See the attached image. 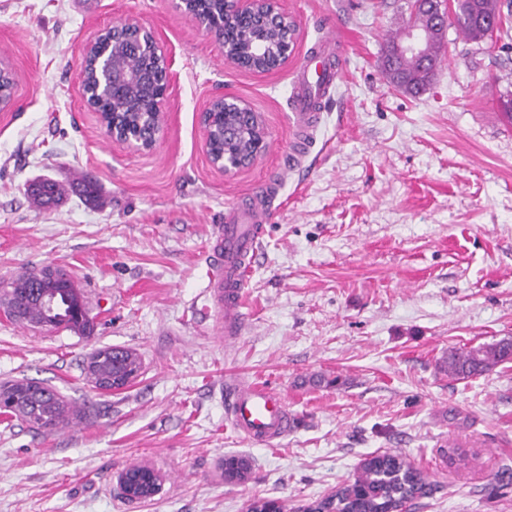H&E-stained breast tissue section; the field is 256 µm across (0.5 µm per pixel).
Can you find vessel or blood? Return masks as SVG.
<instances>
[{
	"mask_svg": "<svg viewBox=\"0 0 512 512\" xmlns=\"http://www.w3.org/2000/svg\"><path fill=\"white\" fill-rule=\"evenodd\" d=\"M337 77L335 60L322 51L316 54L314 67L303 68L294 89L298 110L294 146L288 155L289 170L301 169L306 144L318 124L319 115L312 110L313 93L329 91ZM267 215V209L258 206L230 207L211 249L208 286L224 308V335L228 338L241 335L248 327L244 312L245 274L259 255ZM224 417L240 437L254 445L283 439L297 425L279 392L236 378L226 385Z\"/></svg>",
	"mask_w": 512,
	"mask_h": 512,
	"instance_id": "1",
	"label": "vessel or blood"
}]
</instances>
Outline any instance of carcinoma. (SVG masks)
<instances>
[{
  "label": "carcinoma",
  "mask_w": 512,
  "mask_h": 512,
  "mask_svg": "<svg viewBox=\"0 0 512 512\" xmlns=\"http://www.w3.org/2000/svg\"><path fill=\"white\" fill-rule=\"evenodd\" d=\"M504 7L511 13L512 0H453V4L448 6L449 25L465 38L479 43L493 37V32L484 28V20L492 17L503 19L501 9ZM224 40L238 53L241 65L261 69L273 66L274 61L266 53L257 51L256 47L278 42L280 32L246 22L226 32ZM399 40V35L395 34L386 42L391 80L398 88L417 95L431 84L436 71H421L410 66L404 55L395 53ZM115 61L139 71H152L156 66V61L144 54H130L122 48L117 49ZM125 102V120L136 129L148 103L140 97H128ZM227 111L231 112L230 120L238 127L239 135L226 138L224 133H218L213 150L219 155L227 153L233 157H245L254 150V143L258 140L252 116L232 106ZM28 192L33 203L41 207L49 206L63 196L60 185L50 179L31 185ZM64 276V286L59 289L63 314L57 321L50 314V309L34 296V291L43 289L56 279L50 266L23 272L0 285V302L15 308L11 317L21 324L41 327L50 324L54 329L63 327L89 336L92 324L84 296L71 275L66 272ZM508 361H512L511 337L478 346L452 348L448 350L443 364L448 368V376L467 379L483 376ZM141 369L142 362L136 352L112 346L93 350L85 367L86 377L97 389L104 382L122 388L137 378ZM0 396L3 397L4 414L38 431H57L81 417L80 408L70 398L27 378L0 384ZM250 470L248 458L231 457L227 459L224 473L230 480L242 481ZM431 492L432 484L423 472L407 463L402 455L385 452L367 460L353 483L340 486L334 496L309 506V509L310 512H398L406 504L427 497Z\"/></svg>",
  "instance_id": "cac0c4a2"
}]
</instances>
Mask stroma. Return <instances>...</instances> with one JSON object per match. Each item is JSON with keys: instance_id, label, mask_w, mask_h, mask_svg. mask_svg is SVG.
I'll return each instance as SVG.
<instances>
[{"instance_id": "obj_1", "label": "stroma", "mask_w": 512, "mask_h": 512, "mask_svg": "<svg viewBox=\"0 0 512 512\" xmlns=\"http://www.w3.org/2000/svg\"><path fill=\"white\" fill-rule=\"evenodd\" d=\"M300 27L288 65L226 62L175 0H0V53L16 108L0 112V281L45 264L83 288L94 329L31 327L0 311V382L56 387L82 419L37 433L0 416V512H286L353 479L371 455L402 454L430 496L407 512H512V361L454 379L449 348L512 337V49L448 30L426 91L386 81L389 31L409 0H281ZM136 20L174 56L155 151L112 143L78 94L80 49L97 27ZM336 35L340 78L300 171L288 168L291 90L319 41ZM245 101L269 134L252 166L209 162L200 114L215 92ZM283 188L249 273L250 328L228 339L207 285L208 248L227 209L270 176ZM91 179L50 209L27 184ZM121 346L140 376L100 393L92 348ZM234 374L279 392L297 427L256 446L224 423ZM252 462L224 478V459ZM147 463L163 479L145 502L118 476Z\"/></svg>"}]
</instances>
